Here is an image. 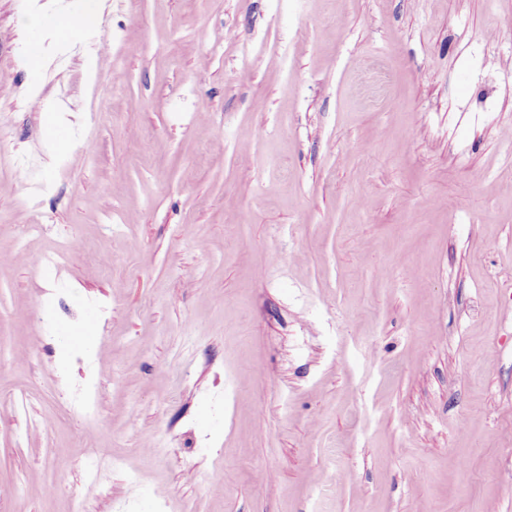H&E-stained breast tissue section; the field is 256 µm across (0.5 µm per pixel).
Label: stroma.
<instances>
[{"mask_svg": "<svg viewBox=\"0 0 512 512\" xmlns=\"http://www.w3.org/2000/svg\"><path fill=\"white\" fill-rule=\"evenodd\" d=\"M0 122V512H512V0H0ZM84 252V246L72 237L64 238L62 246L54 253L43 256L40 265L43 267L56 266L60 261L80 256Z\"/></svg>", "mask_w": 512, "mask_h": 512, "instance_id": "stroma-1", "label": "stroma"}]
</instances>
